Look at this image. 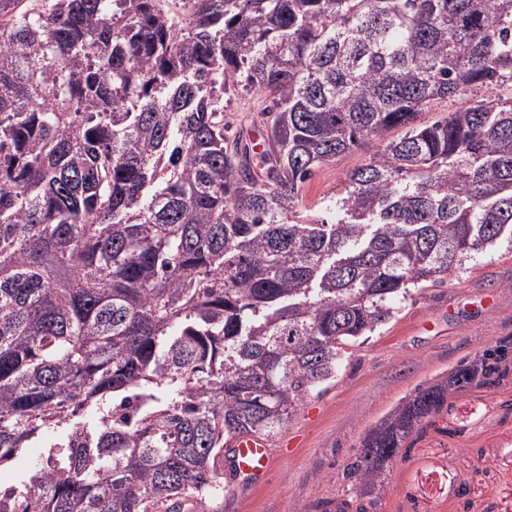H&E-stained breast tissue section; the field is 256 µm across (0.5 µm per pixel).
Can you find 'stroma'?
Masks as SVG:
<instances>
[{
	"label": "stroma",
	"instance_id": "35a3bbf8",
	"mask_svg": "<svg viewBox=\"0 0 512 512\" xmlns=\"http://www.w3.org/2000/svg\"><path fill=\"white\" fill-rule=\"evenodd\" d=\"M380 146L315 169L303 196L317 209ZM512 341V252L492 248L476 266L415 293L398 316L355 347L326 391L308 396L270 443L273 465L257 481L225 475L218 512H314L344 494L338 478L363 433L419 386L475 352ZM380 512H512V373L460 392L397 460Z\"/></svg>",
	"mask_w": 512,
	"mask_h": 512
}]
</instances>
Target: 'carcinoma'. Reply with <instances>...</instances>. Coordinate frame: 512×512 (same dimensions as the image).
I'll return each mask as SVG.
<instances>
[{
	"mask_svg": "<svg viewBox=\"0 0 512 512\" xmlns=\"http://www.w3.org/2000/svg\"><path fill=\"white\" fill-rule=\"evenodd\" d=\"M241 87L271 95L260 168L224 124ZM372 138L304 214L314 169ZM504 243L512 0H0V476L58 433L0 512L220 498L233 439H273L411 289ZM508 359L405 397L322 512H378L410 439Z\"/></svg>",
	"mask_w": 512,
	"mask_h": 512,
	"instance_id": "1",
	"label": "carcinoma"
}]
</instances>
